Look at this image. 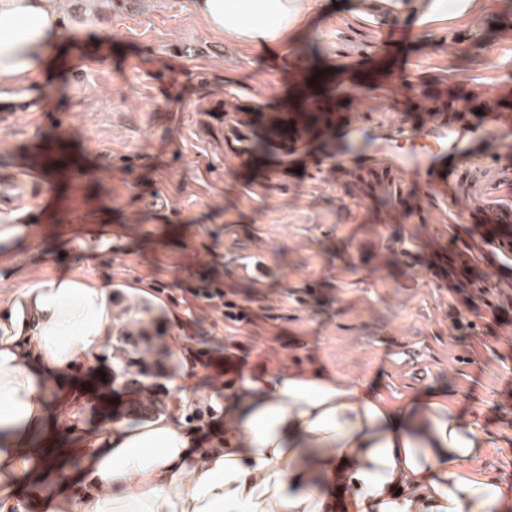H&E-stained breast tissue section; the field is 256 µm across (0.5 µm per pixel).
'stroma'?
Listing matches in <instances>:
<instances>
[{
  "mask_svg": "<svg viewBox=\"0 0 512 512\" xmlns=\"http://www.w3.org/2000/svg\"><path fill=\"white\" fill-rule=\"evenodd\" d=\"M61 4L84 73L64 68L17 86L19 96H41L31 111L0 116V177L41 189L21 207L0 202V221L42 227L0 257V303L31 280L59 275L149 288L159 311L149 335L115 341L101 368L120 361L162 393L159 412H177L189 430L191 414L224 412L223 394L190 362L192 348L243 356L248 374L318 369L394 398L445 389L491 433L485 472L512 482V314L497 322L488 308L467 305L448 273L449 257L468 243L486 279L507 288L512 254L454 221L440 201L426 223H402L399 182L385 176L374 137L352 147L376 158L368 184L333 166L305 168L306 152L261 155L255 115L276 116L291 89L288 58L213 33L189 0H110L94 19L84 17L83 0ZM489 15L512 18V0L449 11L415 34L401 18L362 14L354 0H314L296 51L330 79L351 80L337 114L357 107L353 82L379 59L388 71L369 90L372 120L411 129L450 96L483 104L512 85V26L485 25ZM456 31L466 37L452 54ZM50 112L72 166L31 176L25 166L42 155ZM203 264L223 279L231 309L192 311L183 302V285ZM181 319L191 329L179 328ZM183 372L194 387L177 406L172 381ZM48 398L61 405V438L94 426L85 395L54 387Z\"/></svg>",
  "mask_w": 512,
  "mask_h": 512,
  "instance_id": "obj_1",
  "label": "stroma"
}]
</instances>
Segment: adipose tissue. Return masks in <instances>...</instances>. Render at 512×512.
<instances>
[{
  "label": "adipose tissue",
  "mask_w": 512,
  "mask_h": 512,
  "mask_svg": "<svg viewBox=\"0 0 512 512\" xmlns=\"http://www.w3.org/2000/svg\"><path fill=\"white\" fill-rule=\"evenodd\" d=\"M415 26L446 18L448 0H376ZM215 33L270 53L295 47L310 0H190ZM59 0H0V86L55 67ZM144 290L72 276L24 284L0 309V507L11 512H512V483L485 476L489 433L440 389L396 401L346 377L294 368L245 376L224 399L223 447L202 450L176 414L130 426V396L99 382L98 432L79 458L53 444L60 427L46 391L75 360L98 368L114 314ZM98 493L74 498L85 478ZM51 484L47 495L34 487Z\"/></svg>",
  "instance_id": "obj_1"
}]
</instances>
